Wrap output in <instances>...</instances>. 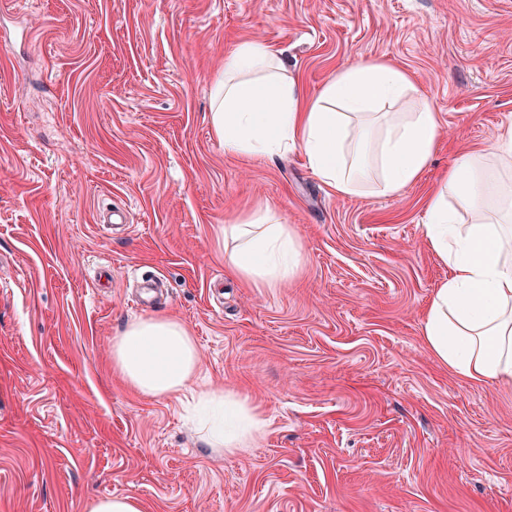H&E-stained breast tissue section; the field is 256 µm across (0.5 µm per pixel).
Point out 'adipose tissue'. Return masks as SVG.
I'll use <instances>...</instances> for the list:
<instances>
[{
  "label": "adipose tissue",
  "instance_id": "1",
  "mask_svg": "<svg viewBox=\"0 0 512 512\" xmlns=\"http://www.w3.org/2000/svg\"><path fill=\"white\" fill-rule=\"evenodd\" d=\"M413 89L403 70L362 59L338 70L311 99L271 46L245 41L224 58L210 119L227 153L256 157L300 148L313 172L341 196L358 194L373 166L380 172L377 193L390 196L420 179L439 137V117L429 105L400 111ZM486 154L494 172L462 157L427 203V244L449 274L433 291L422 336L430 354L454 375L511 386L512 232L485 220L460 228L448 207L453 198L473 212L490 204L512 217V193L495 177L512 173V130L490 140ZM224 239L226 266L266 288L288 280L305 258L300 240L269 209L225 225ZM198 366L193 336L172 317L134 320L112 344L113 370L142 396L185 394ZM197 400L208 447L232 454L261 435L265 421L247 396L210 389Z\"/></svg>",
  "mask_w": 512,
  "mask_h": 512
}]
</instances>
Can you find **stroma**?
Wrapping results in <instances>:
<instances>
[{"instance_id": "obj_1", "label": "stroma", "mask_w": 512, "mask_h": 512, "mask_svg": "<svg viewBox=\"0 0 512 512\" xmlns=\"http://www.w3.org/2000/svg\"><path fill=\"white\" fill-rule=\"evenodd\" d=\"M249 40L312 96L396 63L439 114L418 182L345 197L300 149L225 154L212 90ZM509 128L512 0H0V512H512V386L421 338L448 275L427 199ZM265 203L305 251L275 288L224 267V226ZM166 314L196 341L192 391L258 405L253 447L213 451L188 397L113 373L115 338ZM86 512H142L139 498L129 495L110 498H93L86 503Z\"/></svg>"}]
</instances>
